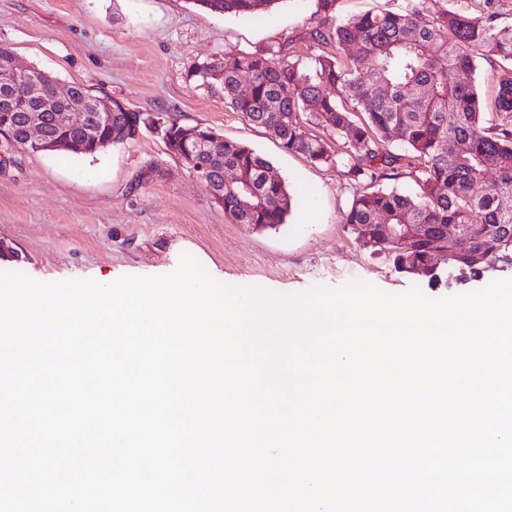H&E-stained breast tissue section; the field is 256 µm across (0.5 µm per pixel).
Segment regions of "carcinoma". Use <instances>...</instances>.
<instances>
[{"label": "carcinoma", "instance_id": "carcinoma-1", "mask_svg": "<svg viewBox=\"0 0 512 512\" xmlns=\"http://www.w3.org/2000/svg\"><path fill=\"white\" fill-rule=\"evenodd\" d=\"M280 0H189L193 6L246 21H263ZM478 13L451 12L441 0H404L398 11L345 15L341 0H317L309 36L315 54L305 60L298 42L222 59L192 62L188 77L203 84L218 82L227 107L242 120L263 129L281 147L314 166L343 164L360 190L344 212L356 239L384 255L396 270L433 288L452 267L477 278L491 259L512 263V68L492 73L497 91L486 102L474 81H453L450 72H474L477 60L499 57L512 61V26L498 24L499 0H478ZM221 67L217 80L208 76ZM249 76L240 91L241 74ZM28 88L0 87V126L15 142L25 141L24 118L34 108ZM492 107L499 123L488 129L482 114ZM112 144H121L126 126L144 125L150 113L112 100ZM64 106L47 113L46 135L83 138L87 155L99 152L105 138L95 113L84 129L58 122ZM404 144L393 153L389 133ZM197 165L223 179L235 169L258 183L260 199L250 211L240 208L237 185L224 189V215L234 224L277 228L286 223L294 196L280 179H264L269 160L242 143L224 142V150L205 153ZM404 167L414 182L409 191L386 190L377 182ZM498 174L492 184L490 171ZM385 224H417L419 234L394 246H382ZM454 224L469 235L466 251L443 235Z\"/></svg>", "mask_w": 512, "mask_h": 512}]
</instances>
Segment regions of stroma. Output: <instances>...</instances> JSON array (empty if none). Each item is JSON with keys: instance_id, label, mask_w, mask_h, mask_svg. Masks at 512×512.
<instances>
[{"instance_id": "35a3bbf8", "label": "stroma", "mask_w": 512, "mask_h": 512, "mask_svg": "<svg viewBox=\"0 0 512 512\" xmlns=\"http://www.w3.org/2000/svg\"><path fill=\"white\" fill-rule=\"evenodd\" d=\"M317 0H280L263 22L198 9L188 0H0V44L21 67L130 108L210 126L273 164L299 196L286 224L231 223L209 191L146 130L93 156L34 152L0 138V272L40 282L158 276L191 255L216 281L299 293L359 281L431 299L512 279L502 264L441 288L395 271L362 246L342 216L352 200L344 165L316 167L285 152L224 103L220 86L190 80L192 61L301 37Z\"/></svg>"}]
</instances>
